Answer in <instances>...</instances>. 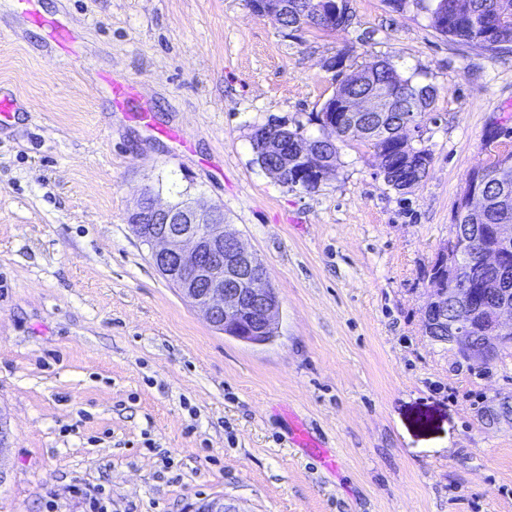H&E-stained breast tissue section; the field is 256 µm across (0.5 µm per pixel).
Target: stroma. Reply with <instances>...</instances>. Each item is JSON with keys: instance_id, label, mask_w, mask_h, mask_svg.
<instances>
[{"instance_id": "obj_1", "label": "stroma", "mask_w": 512, "mask_h": 512, "mask_svg": "<svg viewBox=\"0 0 512 512\" xmlns=\"http://www.w3.org/2000/svg\"><path fill=\"white\" fill-rule=\"evenodd\" d=\"M350 7L343 28L290 32L247 0H39L67 55L0 0V512H87L81 487L108 512L219 495L240 512H512V347L481 365L422 331L466 180L512 149V51L387 0ZM334 57L436 88L418 186L394 190L360 140L312 191L260 167L268 119L320 136ZM182 193L263 260L274 341L215 331L152 264L129 216Z\"/></svg>"}]
</instances>
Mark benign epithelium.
Instances as JSON below:
<instances>
[{"instance_id": "obj_1", "label": "benign epithelium", "mask_w": 512, "mask_h": 512, "mask_svg": "<svg viewBox=\"0 0 512 512\" xmlns=\"http://www.w3.org/2000/svg\"><path fill=\"white\" fill-rule=\"evenodd\" d=\"M250 10L272 21L288 13L286 0H250ZM317 19L332 24L349 11V0H315ZM430 19L436 27L448 25V3L433 0ZM352 92L339 97L336 113L322 122L333 130L346 128L363 141L389 137L385 121L391 95L403 100L407 116L400 129L398 145L408 146L407 131L422 136L419 111L423 100L409 90L396 69L379 63L359 68L341 81ZM322 138L301 137L288 142V132L264 136L265 154L277 166L264 170L276 181L305 190L327 181L335 171L332 158L323 153ZM495 155L486 165L473 170L461 196L460 211L480 210L485 186L499 167ZM137 236L151 249L155 268L170 281L218 332L242 342L262 344L276 334L279 299L269 282L262 260L246 249L238 236L226 230L224 211L201 209L189 198L159 206L147 195L130 215ZM461 238L451 234L449 243L437 252L435 277L423 313V331L435 342L455 346L465 359L479 363L494 361L512 344V225L488 224L490 237L476 232ZM481 322L480 336L469 343L463 335L473 321ZM190 512H240L231 499L202 500Z\"/></svg>"}]
</instances>
